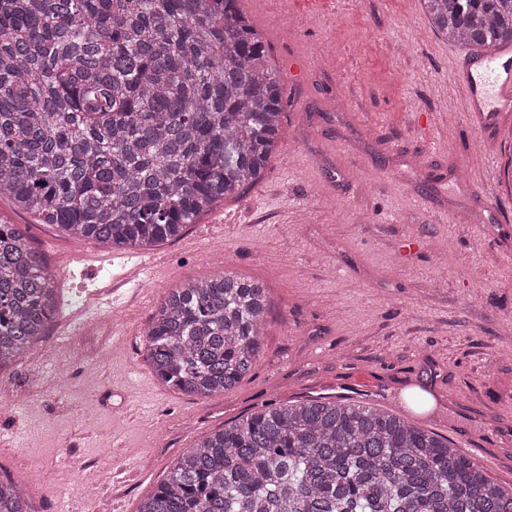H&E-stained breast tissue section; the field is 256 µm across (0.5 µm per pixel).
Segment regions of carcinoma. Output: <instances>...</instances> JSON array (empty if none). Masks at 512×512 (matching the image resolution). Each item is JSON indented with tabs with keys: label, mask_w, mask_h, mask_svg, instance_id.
I'll use <instances>...</instances> for the list:
<instances>
[{
	"label": "carcinoma",
	"mask_w": 512,
	"mask_h": 512,
	"mask_svg": "<svg viewBox=\"0 0 512 512\" xmlns=\"http://www.w3.org/2000/svg\"><path fill=\"white\" fill-rule=\"evenodd\" d=\"M449 41H512V0H421ZM284 91L240 0H0V198L76 241L152 249L264 175ZM271 303L232 271L192 279L144 336L191 396L254 368ZM57 313L25 224L0 222V369ZM0 512H40L0 480ZM139 512H512V489L447 438L370 405L272 404L175 459Z\"/></svg>",
	"instance_id": "carcinoma-1"
}]
</instances>
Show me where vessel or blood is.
Returning <instances> with one entry per match:
<instances>
[{"instance_id": "vessel-or-blood-1", "label": "vessel or blood", "mask_w": 512, "mask_h": 512, "mask_svg": "<svg viewBox=\"0 0 512 512\" xmlns=\"http://www.w3.org/2000/svg\"><path fill=\"white\" fill-rule=\"evenodd\" d=\"M456 79L467 112L484 127H496L512 113V43L463 51L456 59Z\"/></svg>"}]
</instances>
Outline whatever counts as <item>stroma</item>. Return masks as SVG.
<instances>
[{
	"label": "stroma",
	"mask_w": 512,
	"mask_h": 512,
	"mask_svg": "<svg viewBox=\"0 0 512 512\" xmlns=\"http://www.w3.org/2000/svg\"><path fill=\"white\" fill-rule=\"evenodd\" d=\"M241 7L283 83L279 150L242 197L160 244L158 270L95 242L70 255L59 227L0 200V221L27 225L60 299L35 353L0 369V478L29 484L13 460L24 454L42 473L30 484L41 512H82L64 475L92 458L124 482L120 498L103 490L99 512H138L201 438L272 401L325 397L471 439L466 456L511 485L512 198L488 162L512 158V118L490 132L468 120L454 76L462 47L432 31L420 0ZM298 63L310 67L301 78ZM493 189L504 198L492 223L474 197ZM227 269L268 288L262 355L235 389L188 397L155 377L143 334L172 288ZM118 275L138 290L104 315L116 327L94 363L93 341L59 338ZM39 373L66 376V396L36 395Z\"/></svg>",
	"instance_id": "1"
}]
</instances>
